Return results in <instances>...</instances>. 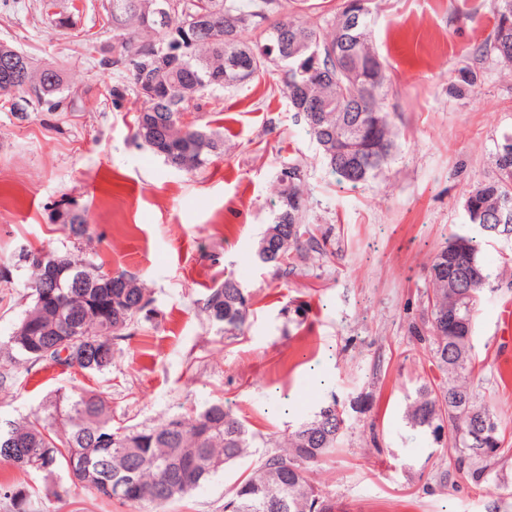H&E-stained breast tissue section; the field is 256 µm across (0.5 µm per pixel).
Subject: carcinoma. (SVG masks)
Here are the masks:
<instances>
[{
	"mask_svg": "<svg viewBox=\"0 0 512 512\" xmlns=\"http://www.w3.org/2000/svg\"><path fill=\"white\" fill-rule=\"evenodd\" d=\"M147 0H103L104 22L111 33L112 50L87 40L86 58L117 74L109 96L129 95L142 103L135 119L134 141L163 160H181L188 170L204 167L211 157L224 154V139L206 125H188L182 117L197 107L205 92L244 86L274 67L285 74L290 111L304 125L322 151L329 171L354 185L374 178L387 165L396 148L399 130L381 99L388 77L371 40L372 12L350 8L337 0L332 15L306 20L280 15V0H176L170 15L158 25L147 24ZM496 22L478 54L512 64V0H492ZM244 31L253 40L241 41ZM52 80L35 95L29 85L38 79L32 71L15 81L0 66V88L8 87L9 111L24 118L35 112H74L91 86L72 89L64 72L44 68ZM477 75L459 70L455 93L475 85ZM502 135L495 152V178L476 187L463 207L468 230L451 235L437 251L428 270L424 327L414 333L431 336L430 354L442 380L421 384L409 396L408 423L429 433H448L458 448L455 468L478 484L489 475L491 461L505 453L498 427L481 434L476 424L493 419L485 403L469 384L472 337L476 318L488 291L512 282L492 278L483 259L484 245L499 240L512 226L500 218L512 217V150ZM288 177L281 205L259 241L268 244L262 266L286 276L307 253L334 255L328 240H318L305 222V171L298 163L284 168ZM67 263L55 270V292L65 306L58 313L78 335H22V328L45 318L40 304L43 274L30 269L25 310L10 344L20 360L78 368L101 374L112 367L114 341L137 324L146 288L135 275L112 274L103 264L71 251L55 252ZM455 264L462 271H477L479 286L465 279L445 282L434 272ZM116 298L109 317L97 309L103 287ZM460 303L458 321L449 325L441 314ZM250 294L233 277L224 278L203 300L201 311L221 333L244 331ZM69 350L66 359L60 352ZM348 417L339 401L319 405L313 418L288 435L286 448L271 453L251 469L224 502V512H334V504L313 482V467L333 454L347 429ZM255 435L245 423L216 401L204 411L176 414L144 427H115L112 408L99 393L58 392L41 411L22 421L0 422V461L56 481L61 474L100 498L123 503L148 501L157 509L182 499L210 481L225 467L243 458ZM121 483L126 491L113 496L106 485Z\"/></svg>",
	"mask_w": 512,
	"mask_h": 512,
	"instance_id": "cac0c4a2",
	"label": "carcinoma"
}]
</instances>
